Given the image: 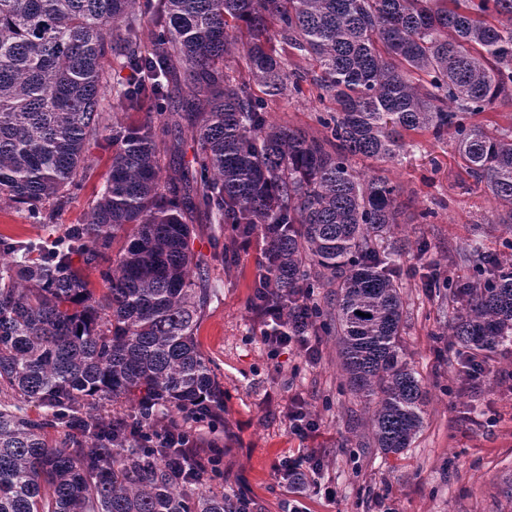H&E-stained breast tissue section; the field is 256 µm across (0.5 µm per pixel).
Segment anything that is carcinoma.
I'll return each mask as SVG.
<instances>
[{
    "instance_id": "obj_1",
    "label": "carcinoma",
    "mask_w": 512,
    "mask_h": 512,
    "mask_svg": "<svg viewBox=\"0 0 512 512\" xmlns=\"http://www.w3.org/2000/svg\"><path fill=\"white\" fill-rule=\"evenodd\" d=\"M288 49L336 104L322 138L269 120L275 97L303 93ZM236 51L246 80L224 73ZM116 67L145 80L107 102ZM497 103L512 105V0H0V201L45 224L89 178L90 146L112 152L86 223L0 236V512H239V495L188 489L192 461L170 437L224 431V388L196 340L213 296L189 247L200 214L232 225L228 250L262 243L266 300L335 332L374 446L409 448L428 397L378 249L400 208L351 159L450 138L512 207V112ZM112 110L152 118L108 124ZM183 120L189 161L175 160ZM459 259L473 278L437 282L456 304L451 336L461 364H490L512 343V264Z\"/></svg>"
}]
</instances>
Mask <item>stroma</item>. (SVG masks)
Returning <instances> with one entry per match:
<instances>
[{
	"mask_svg": "<svg viewBox=\"0 0 512 512\" xmlns=\"http://www.w3.org/2000/svg\"><path fill=\"white\" fill-rule=\"evenodd\" d=\"M303 90L277 99L270 119L324 136L319 118L334 104L319 98L312 82H304ZM110 157L90 147V176L54 223H32L24 211L0 203V235L55 237L84 223ZM352 165L397 188L400 226L380 245L387 252L402 246L391 269L405 302L401 342L428 393L423 427L403 454L374 448L363 404L342 387L335 337H318L314 362L292 346L271 356L251 308L260 244L216 260L232 227L200 220L190 248L210 265L214 295L196 338L224 387V490L252 498L254 512H512V344L498 355L496 376L461 385L457 349L448 336L454 316L448 292L426 286L434 271L468 278L458 254L472 247L501 254L512 224L502 223L504 207L467 174L453 142L425 136L395 160L356 158ZM294 397L320 419L318 431L304 441L291 433L286 418ZM302 447L321 457L317 481L336 485L335 503L311 486L294 493L273 470L276 459Z\"/></svg>",
	"mask_w": 512,
	"mask_h": 512,
	"instance_id": "1",
	"label": "stroma"
}]
</instances>
